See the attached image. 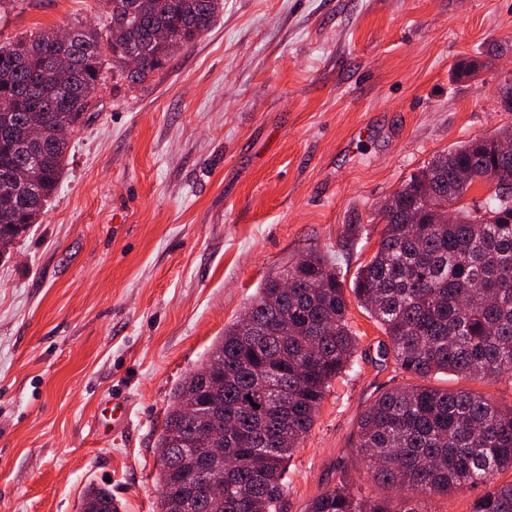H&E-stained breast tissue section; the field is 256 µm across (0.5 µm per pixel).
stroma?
Segmentation results:
<instances>
[{
    "mask_svg": "<svg viewBox=\"0 0 512 512\" xmlns=\"http://www.w3.org/2000/svg\"><path fill=\"white\" fill-rule=\"evenodd\" d=\"M142 84L104 66L38 224L0 257V512H159L176 387L263 283L310 252L345 286L393 194L437 155L512 128V0H223ZM100 0H0V45L104 27ZM359 349L288 462L280 512L364 477L357 420L405 384L357 303ZM512 406V379L440 376ZM128 414L113 424V399ZM80 512H118L119 506L106 487L91 485L82 498Z\"/></svg>",
    "mask_w": 512,
    "mask_h": 512,
    "instance_id": "1",
    "label": "stroma"
}]
</instances>
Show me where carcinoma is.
Here are the masks:
<instances>
[{"mask_svg": "<svg viewBox=\"0 0 512 512\" xmlns=\"http://www.w3.org/2000/svg\"><path fill=\"white\" fill-rule=\"evenodd\" d=\"M222 0H106L110 26L71 31L62 42L49 29L0 46V124L20 133L28 112L41 114L51 151L29 196L6 190L28 157L0 140V256L56 190L69 135L82 125L99 85L103 51L112 75L132 85L164 68L216 23ZM138 58L126 71L128 56ZM505 129L434 158L392 196L373 257L351 292L389 339L382 357L396 370L430 379L512 376V191L496 193L448 217L458 201L493 176L512 184V154L495 142ZM287 276L294 287L281 288ZM251 322L224 327L204 368L224 375L214 390L203 368L177 387L159 447L161 512H279L287 464L311 431L334 379L354 362L358 337L336 263L311 253L263 284L249 304ZM249 426L224 449V499L189 500L203 478L197 449L210 428ZM356 448L372 481L408 496L377 499L345 479L313 498L306 512H430L436 495L480 487L471 512H512V407L467 389L407 384L383 391L361 414ZM106 487L91 485L80 512H118Z\"/></svg>", "mask_w": 512, "mask_h": 512, "instance_id": "obj_1", "label": "carcinoma"}]
</instances>
